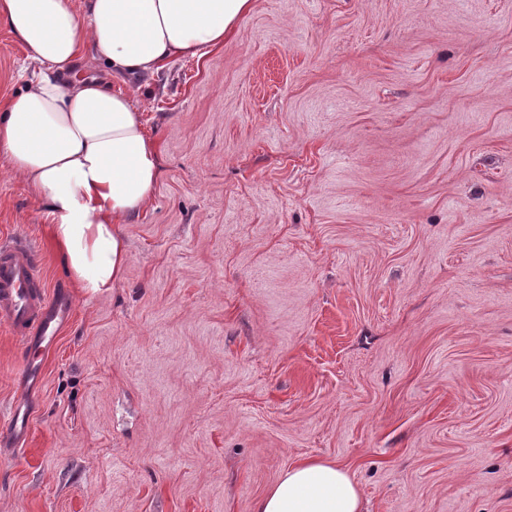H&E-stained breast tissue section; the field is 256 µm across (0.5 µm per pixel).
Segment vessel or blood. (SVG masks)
Returning <instances> with one entry per match:
<instances>
[{
    "label": "vessel or blood",
    "instance_id": "1",
    "mask_svg": "<svg viewBox=\"0 0 512 512\" xmlns=\"http://www.w3.org/2000/svg\"><path fill=\"white\" fill-rule=\"evenodd\" d=\"M35 254L23 236L0 243V318L27 349L46 350L70 319L72 305L64 292L47 293Z\"/></svg>",
    "mask_w": 512,
    "mask_h": 512
}]
</instances>
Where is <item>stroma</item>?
<instances>
[{
  "label": "stroma",
  "mask_w": 512,
  "mask_h": 512,
  "mask_svg": "<svg viewBox=\"0 0 512 512\" xmlns=\"http://www.w3.org/2000/svg\"><path fill=\"white\" fill-rule=\"evenodd\" d=\"M30 76L0 24V99ZM116 86L160 174L111 292L0 166L74 301L25 391L0 320V512H252L305 458L365 512H512V0H253Z\"/></svg>",
  "instance_id": "1"
}]
</instances>
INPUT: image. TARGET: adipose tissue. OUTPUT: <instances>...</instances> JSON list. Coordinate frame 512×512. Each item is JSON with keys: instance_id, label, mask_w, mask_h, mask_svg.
Instances as JSON below:
<instances>
[{"instance_id": "adipose-tissue-1", "label": "adipose tissue", "mask_w": 512, "mask_h": 512, "mask_svg": "<svg viewBox=\"0 0 512 512\" xmlns=\"http://www.w3.org/2000/svg\"><path fill=\"white\" fill-rule=\"evenodd\" d=\"M252 0H0V22L29 51L37 79L0 100V156L44 202L75 287L102 294L123 278L124 223L153 196L159 154L132 96L111 79L152 74L222 45ZM106 77H79L83 59ZM253 512H363L347 467L293 462Z\"/></svg>"}]
</instances>
